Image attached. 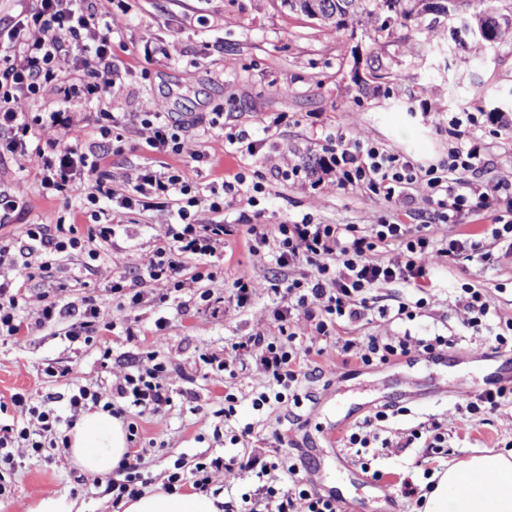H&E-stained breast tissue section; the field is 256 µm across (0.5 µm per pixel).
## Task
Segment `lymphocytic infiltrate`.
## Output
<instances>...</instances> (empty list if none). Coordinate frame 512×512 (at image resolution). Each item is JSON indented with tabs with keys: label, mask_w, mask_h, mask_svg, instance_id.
Here are the masks:
<instances>
[{
	"label": "lymphocytic infiltrate",
	"mask_w": 512,
	"mask_h": 512,
	"mask_svg": "<svg viewBox=\"0 0 512 512\" xmlns=\"http://www.w3.org/2000/svg\"><path fill=\"white\" fill-rule=\"evenodd\" d=\"M100 0H36L23 19L12 24L7 38L13 56L0 63V157L23 158L40 175V188L45 195H56L79 186L84 190L85 205L92 217H99L98 204L108 199L117 208L161 212L173 217L167 225L164 241L146 261L141 278L166 283L159 293V304H167L171 293L191 285H199L198 309L208 311L224 306L237 312L248 310L261 294L279 297L272 310L273 329L249 334L232 346L231 352L204 355L202 361L212 370L235 373L239 353L254 359L258 371L269 386L252 396L254 410L293 401L301 405L299 389L308 376V353L295 343V323H310L315 335L325 338L342 360L357 359L363 365H387L408 356L412 348L432 352L450 345L445 336H429L417 340L410 336L395 339L369 337L359 344L339 336L338 331L367 320L372 311L373 290L392 283L412 288L428 287L435 269L463 261H491L483 241L492 238L504 243L512 253V181L464 182L460 172L483 170V148L468 135L479 126L478 116L463 112L450 119L457 140L446 159L422 165L400 152L368 141L358 140L346 132L336 131L326 137L317 170L289 163L282 177L295 184L311 181L314 188L339 193L360 192L390 205L406 208L415 201L432 206V218L441 224L460 226L458 237L447 238L415 224L381 219L370 228L356 224H317L310 217L290 224L266 228L262 224L246 227L247 250L250 255L273 262L281 272L280 279L261 285L248 273L233 278L227 297L217 298L207 284L215 275L207 262L218 247L232 235L231 225L221 221L202 224L192 214L200 198L196 184L185 167L176 165L180 156L201 162L207 153L197 138L187 134L184 124L160 112L145 113L142 131L153 152L161 155L158 165L140 167L132 191L113 188L110 164L103 155L89 156L82 148L87 135L85 126L65 117L64 107H77L83 102L100 100L110 95L121 71L112 61V29H99L95 17L101 11ZM67 64L72 82L62 88L63 108L46 101L47 88L58 76L60 64ZM39 103L37 113L26 107ZM62 128L55 139H42L48 128ZM244 193L249 206L259 204L266 194L265 185L247 183L243 172L223 179L220 187L211 188L207 198L210 212L224 211V197ZM490 218L487 230L475 231L471 225ZM29 252L44 255L43 269H51L52 256L77 251L86 254L85 271H93L99 258L97 249L77 234L76 225L31 224L25 231ZM394 244L398 252L392 257L378 256V248ZM13 243L0 239V335L16 336L23 323L16 311L28 302L29 272L17 269L12 253ZM112 318H105L100 305L87 300L78 319L66 332L70 342L91 336L96 329H123L127 339L136 333L127 324V313L144 301L140 290L128 285L125 275L112 274L109 288ZM456 305L466 315L468 327L476 329L487 322L495 324L497 348L512 349V318L500 319L492 300L482 289L462 284ZM173 363L169 357L152 351L124 373L115 385L88 382L69 398L71 411H79L86 403L102 406L116 416L135 412L136 421L127 424V437L133 447L123 459L115 477L109 478L105 490L112 496L113 512H123L125 499L140 495L142 481L137 463L143 456L137 448L138 419H154L171 407L170 375ZM10 402L20 415L36 420L37 428L0 427V471L13 472L15 456L21 452L38 454L46 439L55 435L60 423L58 415L34 405L22 392L14 393ZM224 471V459L202 458L193 467L176 460L165 488L173 492L184 484L211 492L217 474ZM290 488L279 492L271 485L259 486L243 494L240 504L225 502L224 512H261L271 507L275 512H339L335 498L312 492L296 464L286 468Z\"/></svg>",
	"instance_id": "obj_1"
}]
</instances>
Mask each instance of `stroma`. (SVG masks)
<instances>
[{"mask_svg":"<svg viewBox=\"0 0 512 512\" xmlns=\"http://www.w3.org/2000/svg\"><path fill=\"white\" fill-rule=\"evenodd\" d=\"M110 16L118 28L112 39V58L121 65L120 81L112 89L108 109L124 114L120 138L88 135L95 152L112 159L113 185L130 188L138 168L155 158L140 132L146 112H166L170 117L194 122L203 129L202 147L211 163L184 159L201 195H208L213 180L243 169L248 182H263L269 191L259 207L244 197L227 200L228 224H286L311 216L323 224L378 223L392 209L382 200L361 194H339L312 188L310 182L288 184L278 169L291 159L315 168L325 137L336 129L350 136L398 150L429 165L447 157L452 138L448 121L459 112L496 116L475 134L485 147L487 170L481 180L512 178V42L489 49L475 60L459 42L444 36L433 40V31L447 29L445 15L427 11L409 26L392 25L380 50L371 42L382 20L375 17L361 25L338 31L293 14L280 0H112ZM412 42L422 62L414 64L402 52ZM222 123L211 127L214 114ZM265 139L261 161H235L224 154L227 134ZM23 187L25 205L0 236L20 242L29 224L77 223L80 237L96 234L97 226L84 215L79 191L52 199L39 193V181L26 162L16 156L0 159V187ZM112 244L99 245L95 273L83 272L85 255L57 256L48 277L30 284L29 303L22 318L29 324L24 343L0 335V401L25 392L36 404L69 417V397L86 379L115 382L126 367L157 350L185 371L173 378V404L163 418L141 423L140 444L146 452L140 472L146 490L164 485L177 458L187 464L202 456L242 459L246 443L230 444L228 436H215L220 420L215 412L224 405L225 392L259 393L265 378L253 361H246L235 377L200 369L205 353L230 351L242 337L268 328L271 302L257 299L242 313L213 318L178 314L174 306L160 308L142 303L128 313V323L141 330L129 340L107 331L95 333L92 343L73 344L64 336L69 319L39 327L35 324L44 292L65 287L69 300L95 297L108 306L107 290L113 271L136 280L155 245L163 237L166 218L157 212L132 210L122 218ZM227 250L209 259L216 274L210 287L215 295L237 274L247 272L261 283L278 277L273 263L249 255L241 236L230 237ZM434 286L426 296L422 316L405 322L392 313L399 299L416 300V291L399 283L381 286L377 297L388 305L387 316L372 314L369 323L343 329V337L363 341L411 332L415 336L441 334L454 337L452 347L433 353L412 352L389 365L342 364L335 351L298 326L297 344L313 350L316 367L301 392L302 406L290 403L257 411L250 404L239 407L229 425L240 431L252 425L257 436L281 435L284 452L302 459L305 475L321 474L320 491L340 487L350 499H366L369 488L350 482L336 469V451L320 430L333 420L338 407L356 408L366 419L368 401L386 400L404 407V414L390 418L380 434L397 444V451L374 461L393 488L391 512H422L415 499L402 493L404 481L426 485L424 471H441L485 450L499 451L512 439V402L489 413L487 422L462 416L460 383L481 385L476 371L478 355L491 352L493 338L465 326L455 304L458 283L483 289L498 313L512 318V257L487 265L475 260L458 267L435 270ZM169 319L164 335H150L159 316ZM111 359H103L104 349ZM70 366L63 377H49L47 366ZM448 427L451 452L426 459L421 449L405 447L409 429L428 418ZM8 489L0 496V512H34L41 501L51 500L54 512H112V498L95 488L71 456L53 448L42 454L16 457L15 471L6 475Z\"/></svg>","mask_w":512,"mask_h":512,"instance_id":"35a3bbf8","label":"stroma"}]
</instances>
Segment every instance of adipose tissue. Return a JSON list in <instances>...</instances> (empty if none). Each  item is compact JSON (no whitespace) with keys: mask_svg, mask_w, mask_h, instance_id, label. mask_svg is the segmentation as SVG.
Returning <instances> with one entry per match:
<instances>
[{"mask_svg":"<svg viewBox=\"0 0 512 512\" xmlns=\"http://www.w3.org/2000/svg\"><path fill=\"white\" fill-rule=\"evenodd\" d=\"M69 450L90 478L111 476L128 453L120 419L104 411L82 416L69 434ZM490 476L494 482L481 495L469 492L468 476ZM435 489L423 512H512V458L485 454L437 472ZM123 512H224V501L201 493L176 494L162 490L126 500Z\"/></svg>","mask_w":512,"mask_h":512,"instance_id":"1","label":"adipose tissue"}]
</instances>
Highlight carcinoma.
I'll list each match as a JSON object with an SVG mask.
<instances>
[{
	"instance_id": "carcinoma-1",
	"label": "carcinoma",
	"mask_w": 512,
	"mask_h": 512,
	"mask_svg": "<svg viewBox=\"0 0 512 512\" xmlns=\"http://www.w3.org/2000/svg\"><path fill=\"white\" fill-rule=\"evenodd\" d=\"M412 2L429 5V0H281L282 6L289 12L332 26L338 31L350 20L384 13L386 19L379 27L381 33L393 20H411ZM472 19L482 23L481 32L469 36L468 41L463 43L464 48L474 45L483 54L496 44L512 42V14H499L489 7L473 14Z\"/></svg>"
}]
</instances>
